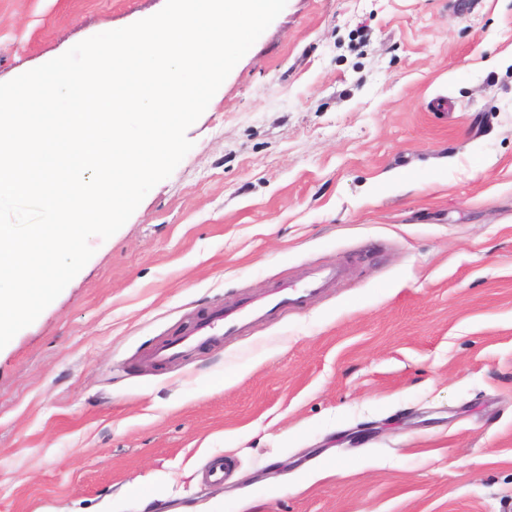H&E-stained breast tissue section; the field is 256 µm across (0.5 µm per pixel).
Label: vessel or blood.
<instances>
[{
    "instance_id": "b4317fda",
    "label": "vessel or blood",
    "mask_w": 512,
    "mask_h": 512,
    "mask_svg": "<svg viewBox=\"0 0 512 512\" xmlns=\"http://www.w3.org/2000/svg\"><path fill=\"white\" fill-rule=\"evenodd\" d=\"M340 276L341 271L336 267H309L301 277V285L278 289L259 301L214 308L199 318L185 335L157 347L152 357L157 363L170 364L201 346L234 339L256 323L317 300L335 287Z\"/></svg>"
}]
</instances>
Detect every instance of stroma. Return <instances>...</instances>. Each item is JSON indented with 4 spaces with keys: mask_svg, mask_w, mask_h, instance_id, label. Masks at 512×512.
<instances>
[{
    "mask_svg": "<svg viewBox=\"0 0 512 512\" xmlns=\"http://www.w3.org/2000/svg\"><path fill=\"white\" fill-rule=\"evenodd\" d=\"M164 5L0 0V83ZM187 137L0 349V512H512V0H287ZM340 276L339 267L311 266L297 283L278 288V291L260 301L214 308L199 318L185 335L157 347L152 357L159 364H170L203 345L242 336L256 323L301 309L305 304L317 300L336 286Z\"/></svg>",
    "mask_w": 512,
    "mask_h": 512,
    "instance_id": "35a3bbf8",
    "label": "stroma"
}]
</instances>
